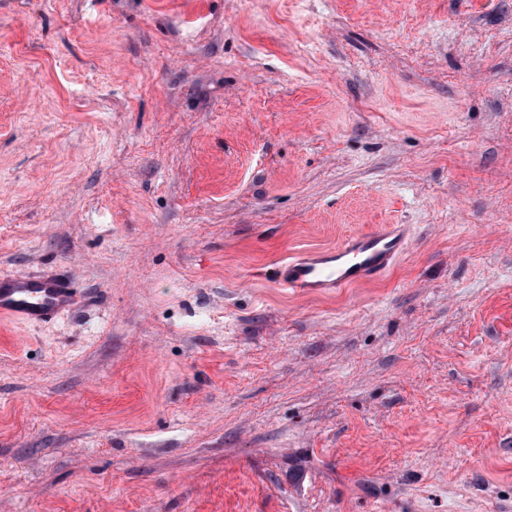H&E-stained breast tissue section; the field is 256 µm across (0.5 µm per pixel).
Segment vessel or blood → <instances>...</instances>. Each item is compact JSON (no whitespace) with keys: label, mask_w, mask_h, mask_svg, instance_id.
Returning a JSON list of instances; mask_svg holds the SVG:
<instances>
[{"label":"vessel or blood","mask_w":512,"mask_h":512,"mask_svg":"<svg viewBox=\"0 0 512 512\" xmlns=\"http://www.w3.org/2000/svg\"><path fill=\"white\" fill-rule=\"evenodd\" d=\"M409 229L385 224L347 237L336 247L290 257L274 270L275 279L297 294L325 293L368 282L385 274L403 252ZM74 303L69 284L53 276L0 275V317L42 323L67 315Z\"/></svg>","instance_id":"b4317fda"}]
</instances>
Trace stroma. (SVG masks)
Instances as JSON below:
<instances>
[{
    "mask_svg": "<svg viewBox=\"0 0 512 512\" xmlns=\"http://www.w3.org/2000/svg\"><path fill=\"white\" fill-rule=\"evenodd\" d=\"M378 224L376 282L270 272ZM0 512H512V0H0ZM73 303V288L60 278L0 275L1 318L48 322L67 315Z\"/></svg>",
    "mask_w": 512,
    "mask_h": 512,
    "instance_id": "1",
    "label": "stroma"
}]
</instances>
